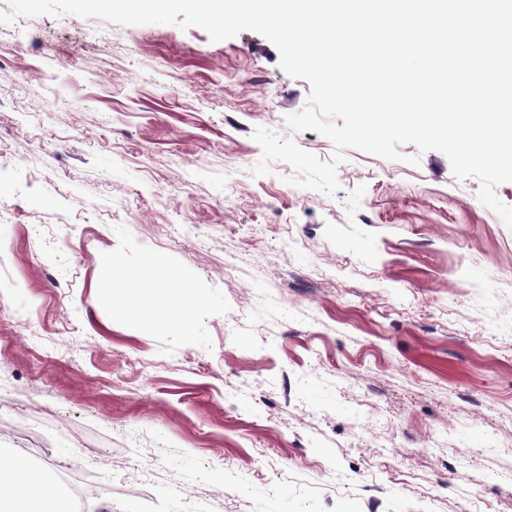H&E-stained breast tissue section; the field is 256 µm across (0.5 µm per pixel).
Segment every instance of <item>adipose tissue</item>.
Wrapping results in <instances>:
<instances>
[{
  "mask_svg": "<svg viewBox=\"0 0 512 512\" xmlns=\"http://www.w3.org/2000/svg\"><path fill=\"white\" fill-rule=\"evenodd\" d=\"M140 275L153 281L154 289L114 298L120 310L132 312L140 321L182 327L202 309L203 298L182 285L161 259H147ZM0 512H70V507L49 492L44 471L28 455L14 453L0 461Z\"/></svg>",
  "mask_w": 512,
  "mask_h": 512,
  "instance_id": "obj_1",
  "label": "adipose tissue"
}]
</instances>
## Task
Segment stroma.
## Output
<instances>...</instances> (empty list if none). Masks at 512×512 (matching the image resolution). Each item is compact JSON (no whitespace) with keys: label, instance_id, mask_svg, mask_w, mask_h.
<instances>
[{"label":"stroma","instance_id":"35a3bbf8","mask_svg":"<svg viewBox=\"0 0 512 512\" xmlns=\"http://www.w3.org/2000/svg\"><path fill=\"white\" fill-rule=\"evenodd\" d=\"M309 83L265 37L0 24V452L74 512H512V228L432 150L262 157ZM157 257L186 330L111 308Z\"/></svg>","mask_w":512,"mask_h":512}]
</instances>
